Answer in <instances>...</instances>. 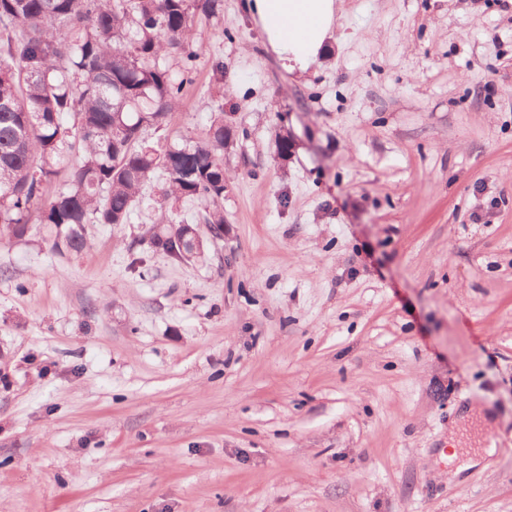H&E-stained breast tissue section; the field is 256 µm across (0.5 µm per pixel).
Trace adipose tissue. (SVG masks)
I'll use <instances>...</instances> for the list:
<instances>
[{
    "label": "adipose tissue",
    "instance_id": "obj_1",
    "mask_svg": "<svg viewBox=\"0 0 512 512\" xmlns=\"http://www.w3.org/2000/svg\"><path fill=\"white\" fill-rule=\"evenodd\" d=\"M263 44L288 73H306L323 54L335 24L336 0H246Z\"/></svg>",
    "mask_w": 512,
    "mask_h": 512
}]
</instances>
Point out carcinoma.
Here are the masks:
<instances>
[{
    "mask_svg": "<svg viewBox=\"0 0 512 512\" xmlns=\"http://www.w3.org/2000/svg\"><path fill=\"white\" fill-rule=\"evenodd\" d=\"M223 16L224 0H0L1 240L42 224L78 253L85 225L128 223L157 177L160 203L203 210L152 225L155 250L193 261L224 239V113L149 143L193 83L195 26Z\"/></svg>",
    "mask_w": 512,
    "mask_h": 512,
    "instance_id": "obj_1",
    "label": "carcinoma"
}]
</instances>
